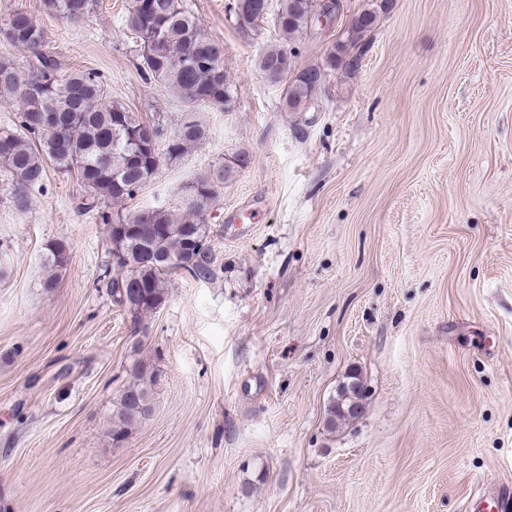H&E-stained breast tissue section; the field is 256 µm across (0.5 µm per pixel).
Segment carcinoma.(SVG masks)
I'll list each match as a JSON object with an SVG mask.
<instances>
[{"mask_svg":"<svg viewBox=\"0 0 512 512\" xmlns=\"http://www.w3.org/2000/svg\"><path fill=\"white\" fill-rule=\"evenodd\" d=\"M96 0H44L46 9L77 22L89 14ZM131 0L123 28L141 41L139 71L175 97L193 105L171 134L161 124L139 120L119 123L117 114L128 111L112 98L102 77L90 70L69 72L59 60L42 51L44 32L28 13L16 11L0 23V41L29 54L26 66L14 57L0 56V97L26 99L15 117L0 124V169L11 180L14 202L23 207L28 192L42 185L48 169L77 173L85 188L81 207L94 212L107 226L108 254H117L119 265L108 262L103 282L117 304L121 289L139 282L143 296L129 309L140 326L165 302L172 277L185 274L210 282L224 273V265L211 244L207 224L210 210L224 184L236 174L235 166L220 162L183 184L174 206L128 209L124 203L156 174L161 156L177 160L207 137L197 108H230L232 84L223 67L224 44L214 39L183 0H149L150 13ZM315 0H279L274 26L280 40L263 47L257 69L272 84L288 81L283 106L303 110L336 64L353 70L359 57L350 53L376 20L364 12L344 42L336 43L322 63L294 72L296 51L289 46L311 26ZM240 33L260 27L265 16L234 15ZM293 78H288L289 74ZM69 264L65 244L55 243L44 257L42 287L57 286ZM155 378L138 372L112 412V440L119 443L145 417L143 405L152 401ZM363 397V385L355 375L343 385L329 405L328 425L348 416L341 408Z\"/></svg>","mask_w":512,"mask_h":512,"instance_id":"carcinoma-1","label":"carcinoma"}]
</instances>
